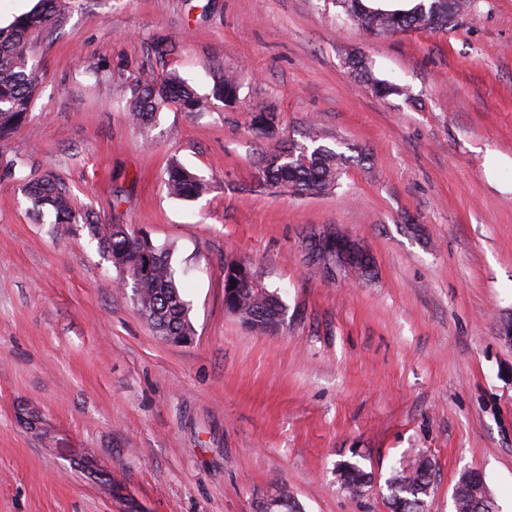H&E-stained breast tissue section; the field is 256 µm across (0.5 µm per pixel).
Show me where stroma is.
<instances>
[{"label":"stroma","instance_id":"obj_1","mask_svg":"<svg viewBox=\"0 0 512 512\" xmlns=\"http://www.w3.org/2000/svg\"><path fill=\"white\" fill-rule=\"evenodd\" d=\"M69 2L31 41L43 81L0 140V512H254L280 486L304 512H389L392 468L423 456L428 512H455L467 470L512 512V0L386 37L337 0ZM354 56L409 97L373 95ZM171 71L206 110L166 105L142 136L131 91ZM225 71L232 104L213 94ZM259 111L276 138L252 135ZM314 127L347 148L339 188L262 189L261 157ZM173 159L210 191L170 198ZM47 176L77 211L175 244L192 345L155 335L85 229L30 211L24 186ZM322 231L364 245L373 276L315 272ZM228 259L279 290L278 331L226 311ZM343 460L371 491L341 489Z\"/></svg>","mask_w":512,"mask_h":512}]
</instances>
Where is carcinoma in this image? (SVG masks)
<instances>
[{
    "label": "carcinoma",
    "instance_id": "1",
    "mask_svg": "<svg viewBox=\"0 0 512 512\" xmlns=\"http://www.w3.org/2000/svg\"><path fill=\"white\" fill-rule=\"evenodd\" d=\"M348 21L370 35H391L420 30L448 28L473 0H414L407 10L373 8L364 0H338ZM69 0H38L37 8L16 17L9 25L0 26V139L8 137L25 119L41 84L38 68L29 63L27 49L31 38L60 26ZM352 67L363 82L379 97L405 95L407 90L396 83L372 78L361 59ZM238 84L232 75L217 77L214 93L227 103L236 100ZM174 103L186 112L205 111V102L177 73L170 72L161 80L145 79L132 89L128 111L135 124L148 132L157 112ZM251 130L265 137L277 133V117L272 112H256ZM316 144L313 149L297 144H282L262 157L258 165V181L271 192L287 191L299 196L328 194L339 186V179L349 157L324 143V136L309 134ZM165 182L176 199L191 200L208 190L206 181L173 160L167 166ZM31 209L49 208L56 224L82 223L106 253L112 266L121 274V284L131 289L136 309L145 317L159 337L195 335L191 305L185 299L177 271L171 258V244H157L148 234H137L128 224H100L91 212L79 217L72 206L66 187L44 178L29 190ZM224 306L229 313L260 324L271 316L287 314V306L278 292L266 287L245 288V275L240 270L223 268ZM235 283H230V280ZM341 487L349 494L362 495L372 486L371 473L357 462L344 461L337 467ZM391 512H426V498L432 488V464L424 459L413 469L395 471L386 479ZM457 512H498L493 496L477 493L471 480H458L454 489Z\"/></svg>",
    "mask_w": 512,
    "mask_h": 512
}]
</instances>
